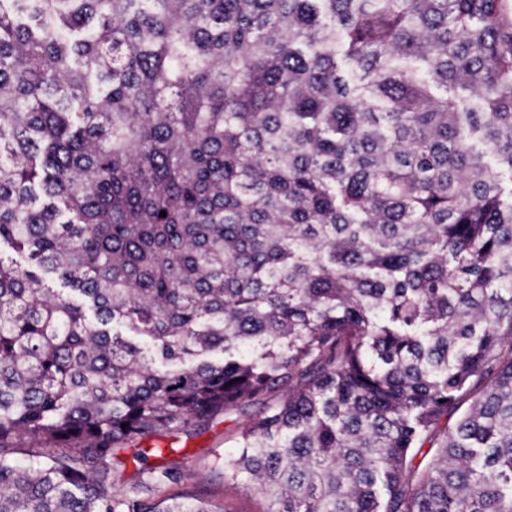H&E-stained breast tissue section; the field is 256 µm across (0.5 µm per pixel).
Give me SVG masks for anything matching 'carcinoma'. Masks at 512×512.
<instances>
[{
    "mask_svg": "<svg viewBox=\"0 0 512 512\" xmlns=\"http://www.w3.org/2000/svg\"><path fill=\"white\" fill-rule=\"evenodd\" d=\"M500 169L508 0H0V512H512ZM243 417L221 416L193 436L177 434L171 440L179 450L173 458L181 462V469L187 475V484H198L201 490L217 506L228 512H261V498L247 491L224 487L220 471L211 469L212 462L224 458V453L233 450L229 438L242 422Z\"/></svg>",
    "mask_w": 512,
    "mask_h": 512,
    "instance_id": "1",
    "label": "carcinoma"
}]
</instances>
